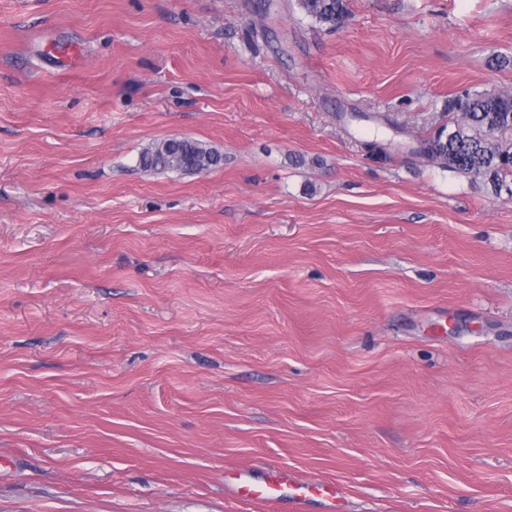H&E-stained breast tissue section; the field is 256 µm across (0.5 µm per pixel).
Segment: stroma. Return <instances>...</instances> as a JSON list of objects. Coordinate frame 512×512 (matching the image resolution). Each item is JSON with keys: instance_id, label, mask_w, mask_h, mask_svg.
Masks as SVG:
<instances>
[{"instance_id": "obj_1", "label": "stroma", "mask_w": 512, "mask_h": 512, "mask_svg": "<svg viewBox=\"0 0 512 512\" xmlns=\"http://www.w3.org/2000/svg\"><path fill=\"white\" fill-rule=\"evenodd\" d=\"M347 7L0 0V512H512V193L417 152L512 0ZM306 17L327 28L341 25L347 14L346 0H297ZM197 155L206 156L205 165L196 162ZM222 156L201 142L190 139L164 140L142 151L139 165L146 170L160 172L200 173L216 167ZM224 484L238 498L259 501L270 506L276 505L283 497L285 491H291L299 504L309 496H321L332 502L339 500V489L333 484L316 482H296L288 475L287 470H274L268 476L256 481L245 472L229 473L224 476Z\"/></svg>"}]
</instances>
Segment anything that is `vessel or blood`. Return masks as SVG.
I'll return each instance as SVG.
<instances>
[{
    "label": "vessel or blood",
    "mask_w": 512,
    "mask_h": 512,
    "mask_svg": "<svg viewBox=\"0 0 512 512\" xmlns=\"http://www.w3.org/2000/svg\"><path fill=\"white\" fill-rule=\"evenodd\" d=\"M225 485L234 496L276 505L284 493H292L297 501H305L309 496H320L331 501L339 500L336 485L316 482H296L287 471L274 470L260 481L253 480L247 472L230 473L224 478Z\"/></svg>",
    "instance_id": "1"
}]
</instances>
